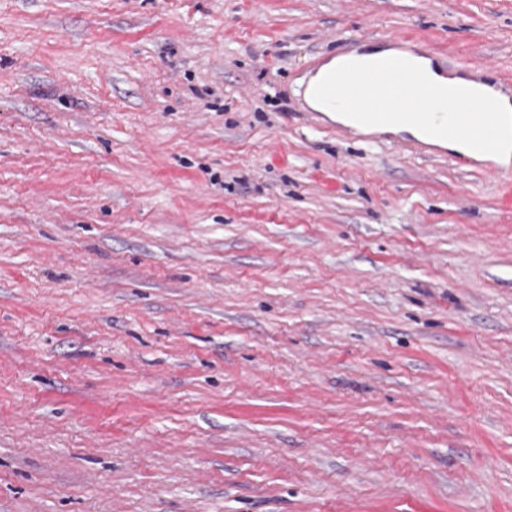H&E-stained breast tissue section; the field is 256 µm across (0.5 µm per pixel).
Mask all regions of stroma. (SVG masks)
Returning a JSON list of instances; mask_svg holds the SVG:
<instances>
[{"label":"stroma","mask_w":512,"mask_h":512,"mask_svg":"<svg viewBox=\"0 0 512 512\" xmlns=\"http://www.w3.org/2000/svg\"><path fill=\"white\" fill-rule=\"evenodd\" d=\"M512 0H0V512H512V179L316 122ZM410 41L411 40L397 35L389 36L385 41V48L390 49L375 48L363 51L360 53H356L354 59L358 60L360 64L366 65L377 59L401 55V53H399L396 50L408 51L407 48L411 47Z\"/></svg>","instance_id":"obj_1"}]
</instances>
